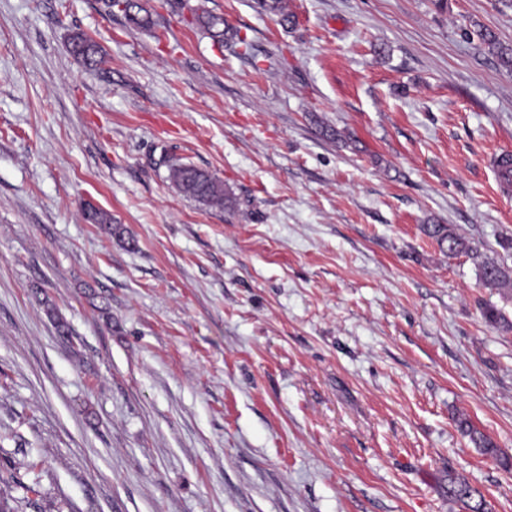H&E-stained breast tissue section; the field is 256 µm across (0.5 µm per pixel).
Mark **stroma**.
Returning <instances> with one entry per match:
<instances>
[{"label": "stroma", "instance_id": "obj_1", "mask_svg": "<svg viewBox=\"0 0 512 512\" xmlns=\"http://www.w3.org/2000/svg\"><path fill=\"white\" fill-rule=\"evenodd\" d=\"M140 2L150 27L0 0V468L43 469L18 512H465L452 475L512 512V463L456 423L512 459V330L484 317L512 292L477 268H512V74L479 37L512 47V0H286L291 28ZM198 21L215 43L223 44L224 38L231 34L230 37L235 36L237 44L244 47V52L241 55L250 56V43L247 42L246 38L234 33L233 29L225 22L223 15L204 11L198 15ZM70 52L88 69L96 68L99 63L98 46L91 39L81 34H76L72 37L70 42ZM169 178L186 196L213 205H224V184L214 175L191 164L171 162ZM425 232L431 238H434L439 245L448 243V252L455 254L459 252H472L477 255V247L469 245L461 236L457 235L449 226L445 224H428ZM478 275L481 282L490 288H512V274L508 269L494 262H482L478 266ZM457 425L459 430L469 437L470 441L485 454L497 455L496 445L484 434L474 429L466 418H458Z\"/></svg>", "mask_w": 512, "mask_h": 512}]
</instances>
